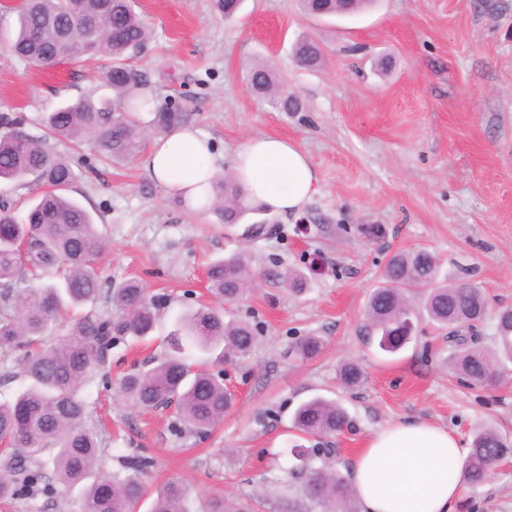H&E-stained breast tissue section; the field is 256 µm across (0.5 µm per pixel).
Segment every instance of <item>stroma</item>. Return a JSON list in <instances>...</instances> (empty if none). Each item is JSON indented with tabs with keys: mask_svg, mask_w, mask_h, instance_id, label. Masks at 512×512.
<instances>
[{
	"mask_svg": "<svg viewBox=\"0 0 512 512\" xmlns=\"http://www.w3.org/2000/svg\"><path fill=\"white\" fill-rule=\"evenodd\" d=\"M135 10L153 36L132 66L158 103L190 113L220 170L248 138L271 135L309 155L318 183L295 214L218 224L189 212L140 158L110 164L48 137L44 117L56 106L111 97L101 79L107 57L35 68L0 45V115L20 119L23 132L71 163L69 196L108 242L104 288L137 281L161 313L149 341L116 340L81 391L104 424L103 472L140 456L151 463L152 488L173 479L188 487L191 512L211 498L288 512L273 487L295 463L294 412L316 396L340 403L350 424L305 445L335 448L331 463L345 474L371 437L406 419L467 442L485 427L512 439V370L488 389L463 385L448 369L442 331L425 319L392 355L360 333L368 294L397 252L428 251L442 275L482 288L490 309L512 305V0H374L350 17L305 15L297 0H244L229 21L216 0H136ZM302 34L324 50L318 69L295 62ZM260 58L301 111H278L252 90L247 71ZM240 252L258 281L227 306L211 294L206 269ZM289 270L304 273L306 290L285 286ZM205 304L248 322L256 344L246 359L210 366L233 394L223 422L205 434L179 432L174 408L142 409L120 383L163 351L178 317ZM306 336L323 348L302 361L289 347ZM345 360L365 370L360 387L337 382ZM456 512H512V455L483 485L464 487Z\"/></svg>",
	"mask_w": 512,
	"mask_h": 512,
	"instance_id": "stroma-1",
	"label": "stroma"
}]
</instances>
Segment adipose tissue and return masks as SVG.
I'll return each mask as SVG.
<instances>
[{
	"label": "adipose tissue",
	"mask_w": 512,
	"mask_h": 512,
	"mask_svg": "<svg viewBox=\"0 0 512 512\" xmlns=\"http://www.w3.org/2000/svg\"><path fill=\"white\" fill-rule=\"evenodd\" d=\"M144 169L201 212L218 166L208 138L184 126L152 143ZM231 170L248 201L274 213L299 211L318 182L308 154L274 136L248 139ZM465 454L458 433L425 422H398L380 431L353 460L351 484L361 512H454L463 490Z\"/></svg>",
	"instance_id": "ef3b65f1"
}]
</instances>
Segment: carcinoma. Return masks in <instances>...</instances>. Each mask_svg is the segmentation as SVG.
<instances>
[{"label":"carcinoma","mask_w":512,"mask_h":512,"mask_svg":"<svg viewBox=\"0 0 512 512\" xmlns=\"http://www.w3.org/2000/svg\"><path fill=\"white\" fill-rule=\"evenodd\" d=\"M302 8L318 17L350 15L365 8L363 0H300ZM100 17L112 23L93 35L85 21ZM67 39L58 40V30ZM150 37V29L134 9V0H24L18 8L17 27L6 47L20 60L35 66H53L66 60L106 56L112 65L104 82L112 97L95 100L79 97L48 113L45 125L55 137L81 144L88 141L105 158L124 162L141 149L135 113L154 106L152 125L156 133L185 125L189 114L153 104L145 95L142 76L130 65L132 54ZM294 56L303 67L315 69L324 58L323 49L311 37L302 38ZM254 91L267 96L284 112H296L300 103L279 87L262 63L251 69ZM15 122L0 116V180L22 181L41 189L23 219L13 216L11 204H0V356L17 357L27 385L14 400L0 402V436L13 440L14 448L0 462V504L34 501L60 485L70 491L83 486L79 496L67 501L68 512H135L150 494L145 481L148 463L139 458L126 461L125 474L104 476L97 471L102 451L96 425L79 391L104 362L105 351L116 339L148 338L158 318L155 302L144 288L131 281L114 289L109 302L119 314L104 316L96 310L102 297L101 271L97 257L103 241L90 212L66 197L74 181L69 162L44 144L14 128ZM214 197L207 211L218 224H237L252 210L233 175L214 181ZM29 239L26 257L15 244ZM212 293L231 303L247 291L251 269L242 253L211 262L207 269ZM40 282L25 293L15 291L17 281ZM67 333L55 341L45 340L48 323L84 306ZM426 314L440 330L447 331L452 351L449 368L472 387L497 381L512 363V307L495 314L493 347L481 345L476 323L487 316V303L480 288L464 281L440 278L436 258L425 250L399 252L386 263L382 281L368 298L362 337L384 352L401 349L408 337L399 335L408 314ZM255 345L252 328L245 322L224 320V311L203 306L180 316L171 333L170 346L149 358L121 382L122 392L142 408L177 404L179 424L202 434L214 428L231 406L224 384L210 372L189 361L187 348L205 354L244 358ZM321 340L307 336L293 345V353L311 359L321 350ZM337 378L347 388L364 382L361 366L341 362ZM348 423L342 405L322 397L302 403L292 427L307 437H322L341 431ZM52 454L53 478L41 471L43 455ZM298 460L294 471L302 478L307 512H355L354 498L346 479L329 467L311 466L314 457L329 456V448L294 446ZM512 454V442L493 428L475 433L462 462L467 485L484 483L495 463ZM187 490L171 481L156 491L151 512H188Z\"/></svg>","instance_id":"obj_1"}]
</instances>
